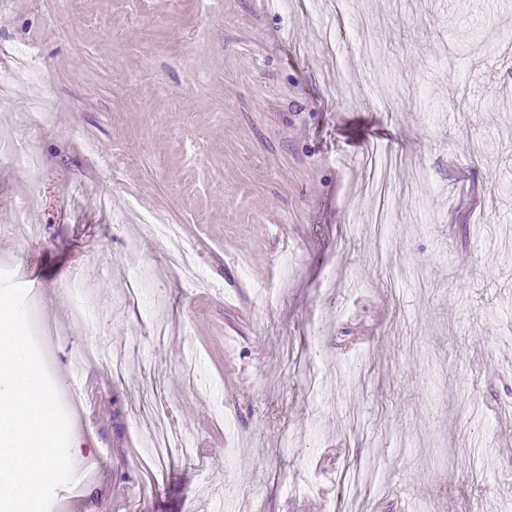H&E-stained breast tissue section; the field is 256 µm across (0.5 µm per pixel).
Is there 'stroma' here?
<instances>
[{"mask_svg": "<svg viewBox=\"0 0 512 512\" xmlns=\"http://www.w3.org/2000/svg\"><path fill=\"white\" fill-rule=\"evenodd\" d=\"M18 47L0 270L97 461L50 512H512V0H11ZM16 66L8 70H0V87L3 88L12 83L20 71L27 73L30 77L40 76L41 70L37 58L31 48L16 49L14 52Z\"/></svg>", "mask_w": 512, "mask_h": 512, "instance_id": "stroma-1", "label": "stroma"}]
</instances>
